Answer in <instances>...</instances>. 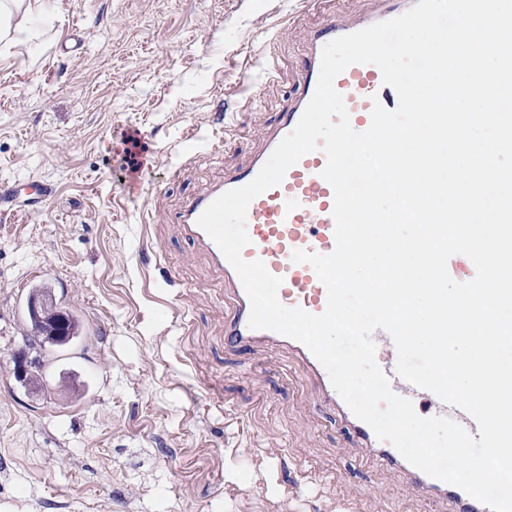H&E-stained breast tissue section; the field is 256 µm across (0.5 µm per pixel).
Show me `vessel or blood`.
I'll list each match as a JSON object with an SVG mask.
<instances>
[{
  "label": "vessel or blood",
  "mask_w": 512,
  "mask_h": 512,
  "mask_svg": "<svg viewBox=\"0 0 512 512\" xmlns=\"http://www.w3.org/2000/svg\"><path fill=\"white\" fill-rule=\"evenodd\" d=\"M381 2V8L368 18L348 21L335 15L309 32L306 61L294 85L291 104L267 130L260 152L247 165L225 172L223 179L208 192L190 200L177 215L176 222L182 233L206 254L224 283V295L232 304L224 329L225 348L235 351L252 348L288 351L306 371L323 403L339 417L354 446L366 449L379 463L398 469L410 493L439 502L445 512H490L488 507L462 489L415 468L390 442L379 439L366 423L352 413L332 387L325 368L305 345L273 331L250 328L251 304L238 274L197 224L203 211L222 193L251 182L281 140L295 129L315 93L324 46L340 36L396 18L411 9L417 0ZM335 87L343 97L352 128L359 132L369 127L374 103H381L390 110L398 105L396 91L384 83L380 69L372 64L349 66L336 78ZM326 163L323 149L306 154L287 171L279 185L251 202L246 220L250 242L242 251L245 260L261 261L271 274L282 278L283 283L278 290L282 305L300 308L313 315L325 311L327 289L313 267L295 262L293 254L298 250L327 254L335 248L334 194L322 176ZM51 195V188L44 183L17 180L0 188V206L10 209L21 199L34 206L45 202ZM447 269L450 276L461 283L472 280L476 273L471 260L461 254L449 259ZM372 338L376 344L377 363L388 376L395 393L416 405L428 403L435 415L450 418L468 433L477 434L478 425L467 412L444 403L434 393L411 385L397 374L396 348L386 331L376 330Z\"/></svg>",
  "instance_id": "obj_1"
}]
</instances>
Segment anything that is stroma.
Here are the masks:
<instances>
[{
    "instance_id": "stroma-1",
    "label": "stroma",
    "mask_w": 512,
    "mask_h": 512,
    "mask_svg": "<svg viewBox=\"0 0 512 512\" xmlns=\"http://www.w3.org/2000/svg\"><path fill=\"white\" fill-rule=\"evenodd\" d=\"M40 2L50 25L0 59V183L54 189L0 209V512H438L286 351L225 349L224 286L174 222L259 151L304 32L375 0ZM228 127L219 155L187 137ZM39 286L81 336L41 352L35 394L14 357Z\"/></svg>"
}]
</instances>
